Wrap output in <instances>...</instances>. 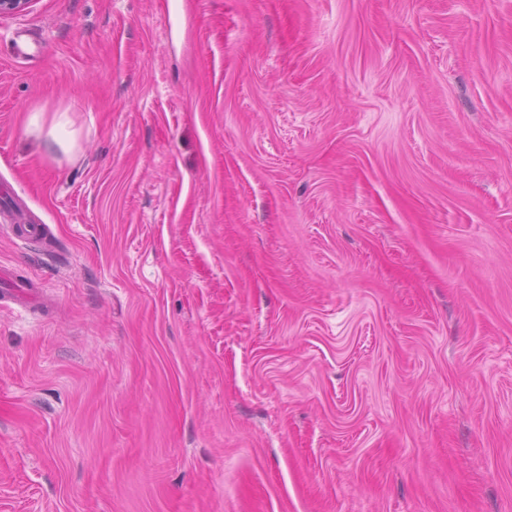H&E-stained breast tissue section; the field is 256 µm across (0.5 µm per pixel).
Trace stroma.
<instances>
[{"mask_svg":"<svg viewBox=\"0 0 512 512\" xmlns=\"http://www.w3.org/2000/svg\"><path fill=\"white\" fill-rule=\"evenodd\" d=\"M2 267L0 512H512V0H31Z\"/></svg>","mask_w":512,"mask_h":512,"instance_id":"stroma-1","label":"stroma"}]
</instances>
